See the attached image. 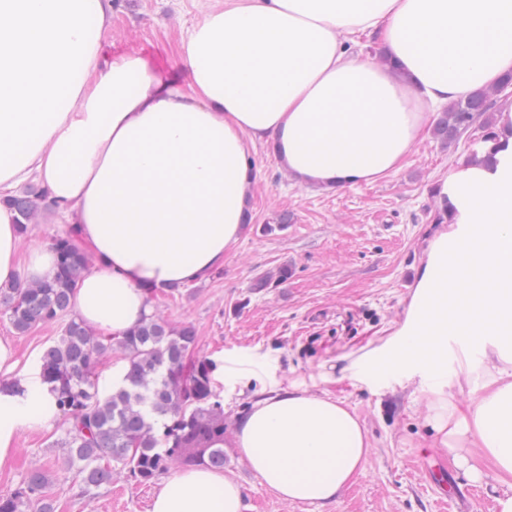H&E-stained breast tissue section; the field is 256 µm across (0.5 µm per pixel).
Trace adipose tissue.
<instances>
[{
    "label": "adipose tissue",
    "mask_w": 512,
    "mask_h": 512,
    "mask_svg": "<svg viewBox=\"0 0 512 512\" xmlns=\"http://www.w3.org/2000/svg\"><path fill=\"white\" fill-rule=\"evenodd\" d=\"M111 28L112 0H0V289L57 272L49 245L21 250L7 203L33 183L94 262L73 309L106 337L223 266L257 147L302 184L373 183L400 170L433 107L512 74V0H223L181 40V82L136 53L105 58ZM363 38L386 65L349 55ZM497 158L436 184L437 210L461 220L429 239L403 323L361 363L373 378L422 372L433 447L469 482L493 469L486 493L512 512V138ZM56 420L47 385L0 387V471L22 430ZM235 446L290 504L336 499L370 448L345 402L293 386L255 400ZM243 499L228 473L183 471L150 512H242Z\"/></svg>",
    "instance_id": "1"
}]
</instances>
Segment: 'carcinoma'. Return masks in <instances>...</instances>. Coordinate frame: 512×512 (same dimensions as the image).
I'll use <instances>...</instances> for the list:
<instances>
[{"label":"carcinoma","instance_id":"1","mask_svg":"<svg viewBox=\"0 0 512 512\" xmlns=\"http://www.w3.org/2000/svg\"><path fill=\"white\" fill-rule=\"evenodd\" d=\"M499 89H480L449 104L435 122V137L455 142L478 124L484 129L482 161L494 162L500 133L492 95ZM10 204L22 216L23 234L43 210L52 208L45 191L34 187ZM52 247L59 256L53 280L0 291V311L18 334L66 313L77 282L89 270V259L74 237L56 236ZM197 343L193 327L153 314L115 339L97 336L73 316L44 351L41 380L54 395L58 416L67 422L62 445L86 491L110 480L111 463L139 485L152 483L172 467L224 470V406L213 385L214 364L205 356L189 357ZM117 349L128 361L127 385L102 398L97 369ZM46 484L44 470H31L21 487L0 497V512H54L53 501L44 495Z\"/></svg>","mask_w":512,"mask_h":512}]
</instances>
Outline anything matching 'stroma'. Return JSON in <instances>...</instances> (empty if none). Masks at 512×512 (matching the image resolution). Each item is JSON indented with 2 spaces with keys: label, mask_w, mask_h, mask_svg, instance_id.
I'll list each match as a JSON object with an SVG mask.
<instances>
[{
  "label": "stroma",
  "mask_w": 512,
  "mask_h": 512,
  "mask_svg": "<svg viewBox=\"0 0 512 512\" xmlns=\"http://www.w3.org/2000/svg\"><path fill=\"white\" fill-rule=\"evenodd\" d=\"M108 55L135 52L157 71L183 77L177 49L205 7L217 0H113ZM480 128L445 145L426 134L403 167L374 184L343 190L295 183L271 147L254 162V198L241 240L204 282L156 299L151 309L175 325H192L197 354L224 356L217 390L224 417L235 422L263 392L295 386L310 395L344 401L359 416L372 445L362 474L331 502L287 504L270 493L240 459L224 449V468L241 484L247 512H495L481 485L450 469L431 446L419 375L405 371L364 379L355 360L380 346L403 322L422 247L436 229L433 189L479 151ZM286 216L284 230L263 224ZM287 268V281L255 289L264 275ZM63 321L15 333L0 313V338L12 341L17 363L0 370V384L40 377L43 351ZM67 426L56 421L23 430L12 468L0 471V497L14 492L32 467L47 470L45 493L55 512H149L160 483L138 485L120 471L84 491L64 464ZM443 473L435 480L423 465Z\"/></svg>",
  "instance_id": "35a3bbf8"
}]
</instances>
